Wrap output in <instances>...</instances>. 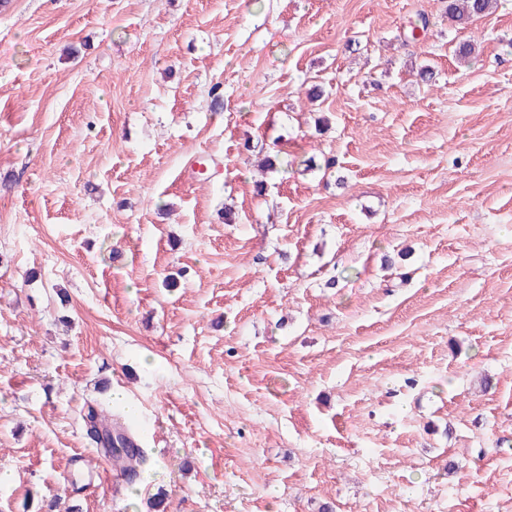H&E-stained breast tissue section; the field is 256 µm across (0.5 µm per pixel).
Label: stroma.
I'll return each instance as SVG.
<instances>
[{"label":"stroma","mask_w":512,"mask_h":512,"mask_svg":"<svg viewBox=\"0 0 512 512\" xmlns=\"http://www.w3.org/2000/svg\"><path fill=\"white\" fill-rule=\"evenodd\" d=\"M446 6L0 0V512H512V0ZM493 0H448L446 14L451 23L462 24L484 15L493 4ZM84 420L96 443L102 448H111L114 464L120 467L128 483H136L141 474L149 469L151 462L144 449L136 443L132 429L125 421L121 423L118 419H113L110 424L104 423L105 420L99 418L93 407H88Z\"/></svg>","instance_id":"stroma-1"}]
</instances>
